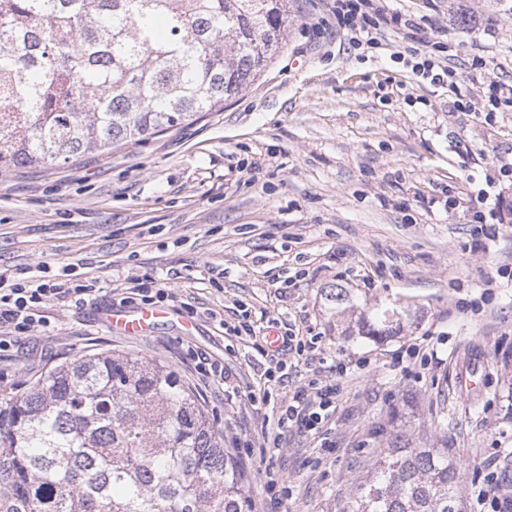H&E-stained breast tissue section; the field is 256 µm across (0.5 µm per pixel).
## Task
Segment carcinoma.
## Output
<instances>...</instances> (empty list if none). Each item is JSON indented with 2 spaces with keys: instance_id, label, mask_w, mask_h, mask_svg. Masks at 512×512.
I'll use <instances>...</instances> for the list:
<instances>
[{
  "instance_id": "1",
  "label": "carcinoma",
  "mask_w": 512,
  "mask_h": 512,
  "mask_svg": "<svg viewBox=\"0 0 512 512\" xmlns=\"http://www.w3.org/2000/svg\"><path fill=\"white\" fill-rule=\"evenodd\" d=\"M288 0H0V168L107 154L224 107ZM357 512H462L446 448L396 435ZM245 474L168 366L110 351L0 385V512H245Z\"/></svg>"
}]
</instances>
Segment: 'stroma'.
Wrapping results in <instances>:
<instances>
[{"instance_id":"stroma-1","label":"stroma","mask_w":512,"mask_h":512,"mask_svg":"<svg viewBox=\"0 0 512 512\" xmlns=\"http://www.w3.org/2000/svg\"><path fill=\"white\" fill-rule=\"evenodd\" d=\"M476 24L458 29V94L393 62L445 40L448 0H381L415 29L385 27L359 56L336 30L332 0H293L294 21L264 72L222 110L112 153L0 169V276L39 267L93 285L84 304L52 303L0 351V383L23 389L63 359L130 352L173 368L203 398L246 474L247 512H355L358 485L395 434L447 444L462 466V512H489L482 469L512 485V184L491 194L488 224L472 206L512 147V106L483 112L489 82L512 84V13L501 0H460ZM486 66L474 70L472 60ZM461 99L468 113L454 110ZM167 289L177 317L143 337L110 333L128 279ZM348 291L338 312L330 288ZM481 299L480 311L466 309ZM410 312L396 334L366 337L377 307ZM248 309L256 343L225 335ZM316 335L282 351L288 375L259 393V348L285 327ZM433 347L420 364L399 360ZM224 369L204 383L196 357ZM479 359L476 388L457 376ZM341 385L318 431L278 429L301 386ZM280 433L274 456L261 448ZM288 480L270 490L269 473Z\"/></svg>"}]
</instances>
